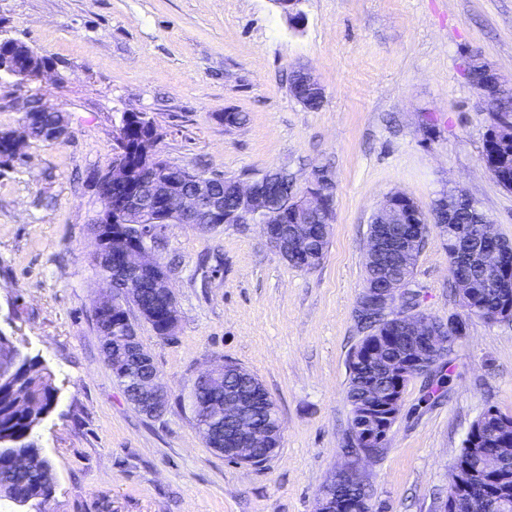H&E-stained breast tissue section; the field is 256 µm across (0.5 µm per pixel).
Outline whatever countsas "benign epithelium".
<instances>
[{
    "label": "benign epithelium",
    "instance_id": "benign-epithelium-1",
    "mask_svg": "<svg viewBox=\"0 0 512 512\" xmlns=\"http://www.w3.org/2000/svg\"><path fill=\"white\" fill-rule=\"evenodd\" d=\"M287 17L290 24L297 27L303 20L298 9L301 0H275ZM51 72V66L40 65L35 68L21 66L11 52L0 55V74L12 77L21 86L39 82ZM471 81L479 99L489 112L496 111V104L512 90V85L501 82L498 74L482 63H475L471 68ZM40 97V94L27 92L19 96L14 105L26 116L20 128L6 135L8 151L0 155V163L9 165L23 156V150L30 145V130L40 128V136L50 142H59L70 134V126L66 118H61L58 125L39 127L37 116L31 113L29 101ZM152 161L151 154L138 159L124 157L114 162L112 167L93 176L97 193L104 206L96 215L99 224H129L133 221L140 224L144 242L124 251L121 259L112 266L110 277L107 278L110 292L98 298L102 308H125L133 299L137 286L156 289L166 305L167 333L176 335L179 325L177 302L170 286L169 273L159 266L149 245L151 237L159 233L163 225L168 223L193 224L202 229H211L224 223V206L209 195L210 177L198 176L192 180V189L176 194L162 221L155 220L160 213V203L146 191L142 185L132 189L131 173L135 167ZM277 182L283 188L293 184V175L287 167L271 171L250 183L238 182L235 193L238 201L237 210L231 214L238 224H259L269 243L283 260H288V250L305 248L312 241L310 235V219L316 217L320 227L332 223L334 214V197L330 193L329 179L319 171L314 173L305 196L293 199L286 195L276 194L271 184ZM293 205L295 224L292 237L284 238L275 229L279 223V210L286 204ZM374 224H422L424 220L409 205V197L401 192L388 195L372 217ZM475 237L492 244L484 261L496 263L501 254L496 248L499 235L492 224L476 225ZM367 252L372 257L400 255L410 261L414 251L409 244L395 240L384 230L374 232L370 239ZM407 292L405 282L395 275L386 277L384 287L377 292L367 293L361 304L379 315L391 319L398 316V302L403 293ZM413 337L429 351L435 354L443 352L453 337L445 333V329L437 328L421 316L409 323ZM127 357L112 365V374L121 375L125 380L122 385L126 396L134 397L141 412L147 416L164 413L169 404V396L161 382L160 373L152 357L144 350L138 333L127 334ZM385 375L393 380L394 391L387 398L388 412L378 429H368L363 434L364 440L379 448L386 447L389 434L388 426L401 411L403 389L412 379L426 370V362L411 353L404 354L386 362L382 366ZM195 419L198 420V431L206 445L221 455H232L247 465L254 464L258 459L256 449L263 448L270 452L279 448L280 440L274 437V431L253 426L243 419L245 401L237 397H227L224 405L216 409L208 420H203V406L193 407ZM374 453L359 449L348 455L347 464L324 485L316 498L315 512H371L368 500L349 491L353 484L365 483L361 462L370 459ZM512 464V448H496L481 456V467L485 473L496 478L501 469ZM470 470L467 468L452 469V479L448 487V497L438 505V512H472L476 504L461 493L468 488Z\"/></svg>",
    "mask_w": 512,
    "mask_h": 512
}]
</instances>
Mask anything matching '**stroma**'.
<instances>
[{"label": "stroma", "mask_w": 512, "mask_h": 512, "mask_svg": "<svg viewBox=\"0 0 512 512\" xmlns=\"http://www.w3.org/2000/svg\"><path fill=\"white\" fill-rule=\"evenodd\" d=\"M292 27L275 0H0V39L51 57L34 92L62 109L68 142L26 147L0 165V331L40 356L58 401L38 430L56 480L45 512H314L346 458L347 360L372 215L401 191L429 208L461 188L512 241V190L485 169L493 123L470 80L474 60L512 81V0H301ZM309 67L323 106L304 108L289 75ZM147 113L171 163L252 181L281 165L304 191L329 167L334 221L322 263L284 261L256 224H168L180 326L139 336L169 394L158 418L126 399L102 353L92 303L91 172L108 169L121 113ZM242 112L228 128L224 115ZM448 254L431 228L414 281L424 311L460 312ZM255 374L276 403L282 441L262 466L214 452L189 392L211 365ZM452 383L430 405L411 381L386 446L364 462L372 512H437L472 423L512 415V322L470 316L449 356Z\"/></svg>", "instance_id": "1"}]
</instances>
